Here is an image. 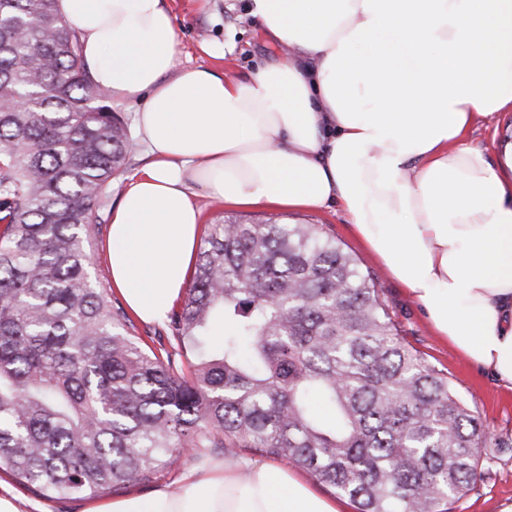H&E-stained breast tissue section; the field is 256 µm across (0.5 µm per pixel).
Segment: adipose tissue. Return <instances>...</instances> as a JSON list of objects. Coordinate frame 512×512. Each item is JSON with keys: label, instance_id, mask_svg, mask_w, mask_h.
Returning <instances> with one entry per match:
<instances>
[{"label": "adipose tissue", "instance_id": "1", "mask_svg": "<svg viewBox=\"0 0 512 512\" xmlns=\"http://www.w3.org/2000/svg\"><path fill=\"white\" fill-rule=\"evenodd\" d=\"M80 60L136 105L150 161L112 213V288L141 321L194 271L201 185L231 206H342L432 330L512 391V144L469 139L512 111V0H248L284 47L245 80L178 67L164 0H57ZM292 470L227 460L87 512H345ZM496 133L497 143L504 137L512 140V112H500L487 118H478L473 126L472 138L489 148L488 158L492 164L498 163L497 147L492 145Z\"/></svg>", "mask_w": 512, "mask_h": 512}]
</instances>
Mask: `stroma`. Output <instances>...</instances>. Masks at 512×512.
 Wrapping results in <instances>:
<instances>
[{
  "label": "stroma",
  "instance_id": "1",
  "mask_svg": "<svg viewBox=\"0 0 512 512\" xmlns=\"http://www.w3.org/2000/svg\"><path fill=\"white\" fill-rule=\"evenodd\" d=\"M174 16L179 37V65L212 68L231 80L244 79L261 62H274L280 51L267 44L256 22L244 10L246 0H166ZM234 37L237 48L227 58L215 60L205 55L201 44ZM191 193L202 209L204 223L224 216L253 222L307 223L319 225L347 252L358 258L363 273L375 277L380 294L405 341L424 360L443 370L453 389L480 416L483 429L493 441L483 462L485 476L454 503V512H490L502 499H512V391L496 386L493 380L471 367L447 343L429 330L424 314L405 288L391 278L350 228L340 205L321 210H288L224 205L199 186Z\"/></svg>",
  "mask_w": 512,
  "mask_h": 512
}]
</instances>
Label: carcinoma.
<instances>
[{"label":"carcinoma","mask_w":512,"mask_h":512,"mask_svg":"<svg viewBox=\"0 0 512 512\" xmlns=\"http://www.w3.org/2000/svg\"><path fill=\"white\" fill-rule=\"evenodd\" d=\"M79 48L56 0H0V471L97 497L151 482L173 448H248L357 512H448L483 479L487 435L317 225H211L154 347L91 276L136 143Z\"/></svg>","instance_id":"obj_1"}]
</instances>
